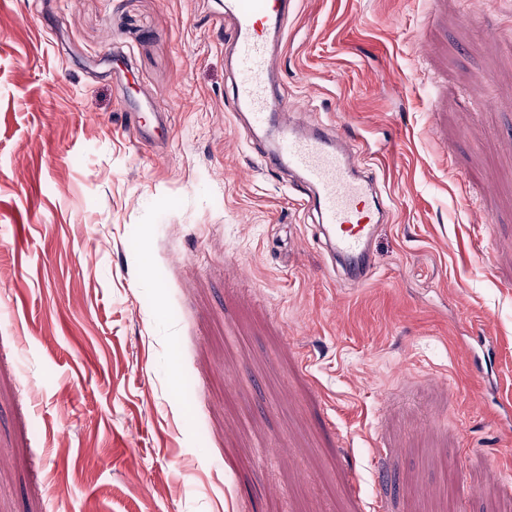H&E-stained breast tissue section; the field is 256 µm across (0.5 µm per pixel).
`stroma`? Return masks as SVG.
Masks as SVG:
<instances>
[{
    "mask_svg": "<svg viewBox=\"0 0 512 512\" xmlns=\"http://www.w3.org/2000/svg\"><path fill=\"white\" fill-rule=\"evenodd\" d=\"M223 19L0 0V512H512V0H296L275 90L391 209L361 288Z\"/></svg>",
    "mask_w": 512,
    "mask_h": 512,
    "instance_id": "1",
    "label": "stroma"
}]
</instances>
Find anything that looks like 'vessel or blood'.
Instances as JSON below:
<instances>
[{"instance_id":"vessel-or-blood-1","label":"vessel or blood","mask_w":512,"mask_h":512,"mask_svg":"<svg viewBox=\"0 0 512 512\" xmlns=\"http://www.w3.org/2000/svg\"><path fill=\"white\" fill-rule=\"evenodd\" d=\"M293 0H225L233 47L232 90L235 118H248L267 150L259 163L270 171L298 174L310 193L305 200L326 232L333 258L357 288L372 277L370 242L389 212L374 179L356 161L354 139L344 128L315 129L288 118L270 82L269 49L281 33Z\"/></svg>"}]
</instances>
